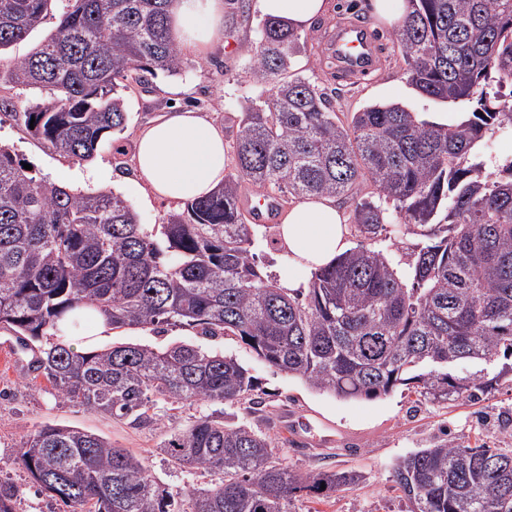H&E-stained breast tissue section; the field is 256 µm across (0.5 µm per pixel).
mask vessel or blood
I'll return each mask as SVG.
<instances>
[{
    "mask_svg": "<svg viewBox=\"0 0 512 512\" xmlns=\"http://www.w3.org/2000/svg\"><path fill=\"white\" fill-rule=\"evenodd\" d=\"M341 76H365L374 71L380 60V47L362 26L340 24L329 44Z\"/></svg>",
    "mask_w": 512,
    "mask_h": 512,
    "instance_id": "1",
    "label": "vessel or blood"
}]
</instances>
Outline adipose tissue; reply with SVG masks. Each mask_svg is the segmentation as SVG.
I'll use <instances>...</instances> for the list:
<instances>
[{"instance_id":"adipose-tissue-1","label":"adipose tissue","mask_w":512,"mask_h":512,"mask_svg":"<svg viewBox=\"0 0 512 512\" xmlns=\"http://www.w3.org/2000/svg\"><path fill=\"white\" fill-rule=\"evenodd\" d=\"M264 16L303 32L323 17L328 0H257ZM172 28L177 42L204 56L224 38V0H172ZM136 178L132 191L144 201L193 200L224 182L227 145L224 132L199 112H172L143 128L135 139ZM281 245L279 282L300 288L301 273L330 264L345 252L349 231L333 198L310 196L283 213L277 228Z\"/></svg>"}]
</instances>
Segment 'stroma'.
I'll list each match as a JSON object with an SVG mask.
<instances>
[{"instance_id": "obj_1", "label": "stroma", "mask_w": 512, "mask_h": 512, "mask_svg": "<svg viewBox=\"0 0 512 512\" xmlns=\"http://www.w3.org/2000/svg\"><path fill=\"white\" fill-rule=\"evenodd\" d=\"M249 4L240 13L239 2ZM255 0H224V40L202 58L187 55L183 71L158 76L149 91L135 90L126 98L129 113L123 133L108 135L90 161L65 159L33 137L23 124L0 118V144L11 148L21 162L38 175L76 191L111 190L121 194L138 213L141 223H165L170 212L183 210L180 202L159 200L143 204L131 194L134 140L138 131L167 112L208 114L220 126L237 117L247 98L259 86L249 81L241 45L255 41L262 19ZM366 21L382 48L380 64L370 76L343 78L329 63L328 37L344 21ZM306 51L295 59L300 74L335 97L337 111L355 112L373 103H399L421 116L441 106L418 95L402 73V52L395 28L372 19L364 0H331L327 15L301 35ZM14 333L0 328V478L22 485L24 512H63L62 503L38 492L14 462L21 437L46 423L75 426L108 438L112 443L148 457L156 476L180 489L200 483V475L168 465L153 453L158 433L137 429L123 421L61 404L45 380L30 381L24 374L29 356L14 342ZM176 341L199 343L237 359L254 378V410L241 404L224 405V419L244 423L277 441L284 448L283 465L298 472L354 471L359 484L341 488L331 498L315 502L300 499L293 512H410L411 505L392 481V469L403 456L443 437L470 445L512 448V380L502 379L497 390L478 401L441 405L416 401L414 394L397 389L377 399H338L316 392L301 380L271 368L238 340L200 339L189 327H125L100 337L94 348L126 343L163 347Z\"/></svg>"}]
</instances>
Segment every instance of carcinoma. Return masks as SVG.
<instances>
[{
	"instance_id": "cac0c4a2",
	"label": "carcinoma",
	"mask_w": 512,
	"mask_h": 512,
	"mask_svg": "<svg viewBox=\"0 0 512 512\" xmlns=\"http://www.w3.org/2000/svg\"><path fill=\"white\" fill-rule=\"evenodd\" d=\"M55 0H0V50L41 26ZM171 0H68L54 33L0 84L49 97L0 112L63 158L89 160L128 122L125 96L181 73ZM398 29L403 75L420 96L464 117L435 124L398 103L341 117L293 69L300 36L266 18L242 47L262 93L237 119L233 164L211 195L148 227L113 191L75 192L24 169L0 146V328L25 350L31 380L58 400L160 432L174 466L212 476L172 489L146 458L61 424L24 435L15 458L38 491L70 512H290L296 493L322 500L356 472L284 467L271 437L224 421L182 427L158 405L244 403L252 377L236 358L192 343L78 351L70 330L104 315L112 328L188 326L233 336L270 367L342 398L415 385L424 400L488 394L512 356V160L489 170L488 142L512 136V0H409ZM251 189L281 211L320 195L350 201L366 239L398 216L422 241L408 268L359 245L286 290L257 261L260 225L238 203ZM56 341L45 348L41 338ZM464 362L479 373L461 376ZM393 482L412 512H512V448L444 437L399 459ZM22 491L0 479V512Z\"/></svg>"
}]
</instances>
